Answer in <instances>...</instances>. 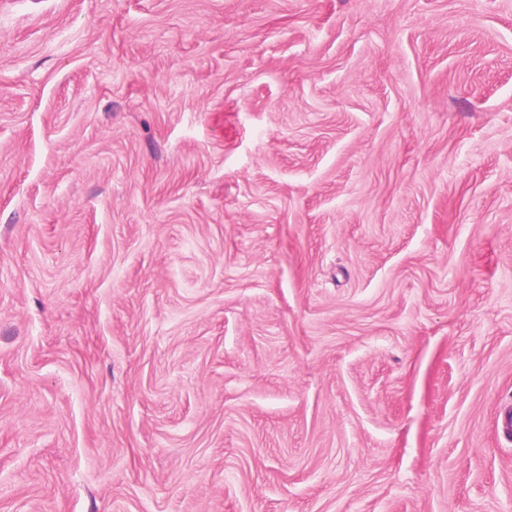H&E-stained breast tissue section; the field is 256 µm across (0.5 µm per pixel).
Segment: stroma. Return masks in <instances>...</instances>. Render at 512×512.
I'll list each match as a JSON object with an SVG mask.
<instances>
[{
	"label": "stroma",
	"mask_w": 512,
	"mask_h": 512,
	"mask_svg": "<svg viewBox=\"0 0 512 512\" xmlns=\"http://www.w3.org/2000/svg\"><path fill=\"white\" fill-rule=\"evenodd\" d=\"M512 0H0V512H512Z\"/></svg>",
	"instance_id": "1"
}]
</instances>
